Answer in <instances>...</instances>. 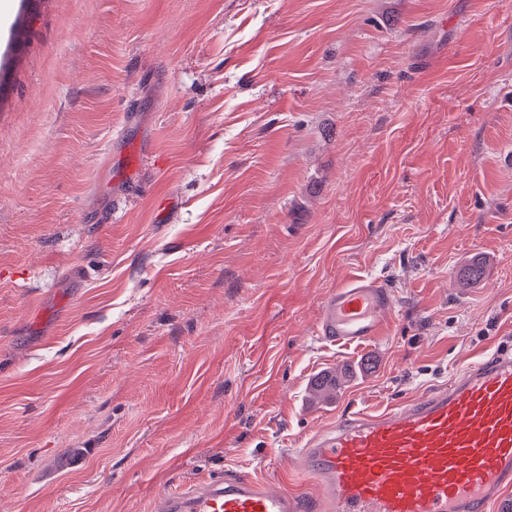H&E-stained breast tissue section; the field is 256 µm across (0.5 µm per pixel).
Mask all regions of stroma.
Listing matches in <instances>:
<instances>
[{"label":"stroma","instance_id":"stroma-1","mask_svg":"<svg viewBox=\"0 0 512 512\" xmlns=\"http://www.w3.org/2000/svg\"><path fill=\"white\" fill-rule=\"evenodd\" d=\"M0 73V512L311 498L298 442L512 343V0H0ZM351 274L395 317L333 346ZM396 303L381 282L364 275L345 278L323 301L315 333L340 346H361L390 330ZM156 512H302L301 496L275 490L242 473L224 474L162 494Z\"/></svg>","mask_w":512,"mask_h":512}]
</instances>
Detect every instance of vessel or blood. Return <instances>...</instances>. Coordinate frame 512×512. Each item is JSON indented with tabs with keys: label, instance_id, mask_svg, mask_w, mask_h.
<instances>
[{
	"label": "vessel or blood",
	"instance_id": "b4317fda",
	"mask_svg": "<svg viewBox=\"0 0 512 512\" xmlns=\"http://www.w3.org/2000/svg\"><path fill=\"white\" fill-rule=\"evenodd\" d=\"M396 303L352 275L323 301L315 333L340 346L386 335ZM326 512H504L512 505V348L421 397L355 412L298 448ZM155 512H303L301 496L242 473L162 494Z\"/></svg>",
	"mask_w": 512,
	"mask_h": 512
}]
</instances>
